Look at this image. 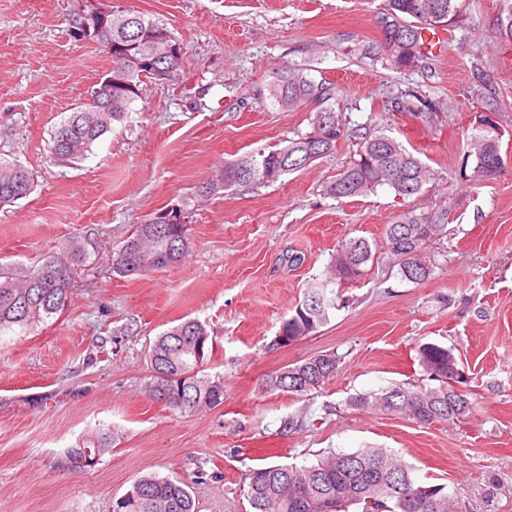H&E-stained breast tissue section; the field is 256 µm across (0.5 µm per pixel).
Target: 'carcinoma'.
<instances>
[{
  "instance_id": "obj_1",
  "label": "carcinoma",
  "mask_w": 512,
  "mask_h": 512,
  "mask_svg": "<svg viewBox=\"0 0 512 512\" xmlns=\"http://www.w3.org/2000/svg\"><path fill=\"white\" fill-rule=\"evenodd\" d=\"M456 0H386L376 18L393 68L411 66L424 45L423 33L451 21ZM95 42L112 59L116 69L127 71L125 83L112 86V93L91 90L92 102L74 108L56 127L50 153L59 160L79 159L93 144L123 121L139 97L143 79L170 80L177 74L179 60L158 63L159 71L142 73L138 62L153 57L158 41H175L172 31L144 16L127 12L112 16V27L90 30ZM269 98L282 108L294 109L308 102L328 103L333 88L317 82L288 66L282 67L268 85ZM111 107L96 112L94 106ZM398 112H431L427 100L404 93L394 101ZM327 122L325 139L314 141L310 133H296L274 149L247 152L224 164L221 174L206 189L219 193L236 186L264 184L267 170L279 175L301 170L330 153L341 137L337 113L326 107L315 113L312 124ZM479 117L471 150L465 156L460 175L467 170L488 178L503 165L501 135L496 125L484 126ZM359 149L327 187L334 198H346L386 186L403 199L422 192L432 173L422 160L384 133L361 137ZM31 172L17 163L0 161V206L27 196L33 188ZM448 211L425 216L409 210L387 225L386 247L401 278L420 283L439 266L428 253L430 243L447 236ZM188 238L177 237L151 218L134 225L126 243L113 258V272L119 276L141 275L178 263ZM85 252L79 243L59 254L43 257L34 266L19 271L0 264V336L17 328L27 329L63 312L71 302V284ZM374 258L368 240L345 237L336 249L329 276L307 288L302 301L286 318L275 344L288 346L318 331L337 308L336 286L342 281L362 278ZM214 341L198 320L188 319L158 336L151 348L152 379L149 396L180 412L216 408L224 403V380L204 373L203 366L213 354ZM339 360L334 353L319 354L288 364L269 374L266 387L293 396H305L334 375ZM422 375L394 383L378 391L351 398L352 406L407 417L420 425L453 422L473 412V401L455 355V347L426 342L418 348ZM113 443L107 432H98L68 449L76 468H91ZM122 512H197L189 486L169 477L145 475L129 490ZM245 495L254 512H450V495L443 484L424 485L412 475V467L387 448H361L354 452L329 451L315 464H267L250 470Z\"/></svg>"
}]
</instances>
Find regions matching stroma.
<instances>
[{"instance_id":"1","label":"stroma","mask_w":512,"mask_h":512,"mask_svg":"<svg viewBox=\"0 0 512 512\" xmlns=\"http://www.w3.org/2000/svg\"><path fill=\"white\" fill-rule=\"evenodd\" d=\"M161 20L183 44L180 77L141 84L126 119L82 159L60 161L51 135L111 65L69 34L71 0H0V160L26 166L31 193L0 207V263L36 264L83 242L87 265L61 315L0 337V512H112L141 476L190 485L198 512H252L250 469L312 464L326 450H394L460 512H512V0H458L453 24L407 68L387 62L376 17L385 0H112ZM333 83L334 153L277 182L206 191L225 162L306 132L318 103L288 110L267 85L283 66ZM410 91L430 118L397 112ZM500 107L504 166L461 177L488 98ZM383 132L434 172L421 195L342 199L326 185L358 136ZM177 205L188 217L180 262L121 277L112 257L133 225ZM448 211L440 265L420 283L389 268L385 230L402 211ZM347 236L374 260L342 284L317 333L274 339ZM206 323V374L224 402L180 413L148 395L152 345L180 320ZM425 342L454 346L478 410L423 426L351 407V396L420 375ZM335 353L333 377L303 397L266 390L279 368ZM107 428L109 452L72 469L67 448Z\"/></svg>"}]
</instances>
